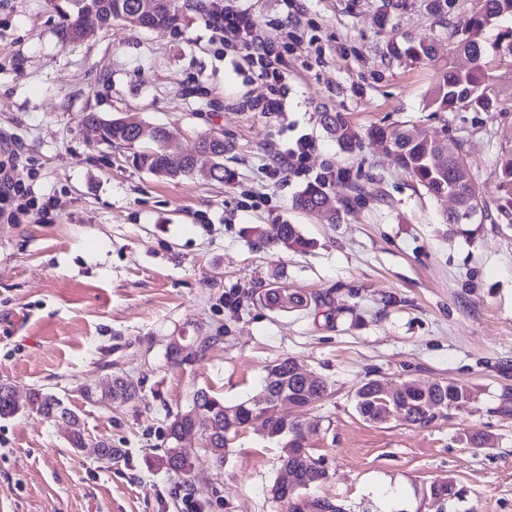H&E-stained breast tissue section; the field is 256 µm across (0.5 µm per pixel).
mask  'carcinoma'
I'll use <instances>...</instances> for the list:
<instances>
[{
	"label": "carcinoma",
	"mask_w": 512,
	"mask_h": 512,
	"mask_svg": "<svg viewBox=\"0 0 512 512\" xmlns=\"http://www.w3.org/2000/svg\"><path fill=\"white\" fill-rule=\"evenodd\" d=\"M70 10L60 11L61 31L65 40L76 42L90 28H110L115 21L138 19L143 28H170L180 21L183 6L179 0H152L151 10L143 9L145 0H69ZM494 26L497 34L492 42L484 39L486 28ZM458 38L453 52L465 56L470 66L456 65L453 57L439 64V76L433 86L427 107L436 112L481 110L509 112L512 104L501 99L494 71L503 64H512V0H474L473 11L464 30L453 31ZM392 51L414 60H436L432 43L420 41L405 49L392 46ZM330 134L344 149L351 150L359 143L358 133L338 113H325ZM85 128L96 142L110 148L129 149L131 165L164 178H191L203 181L231 183L235 174L224 166L228 145L220 135L198 144L197 153L183 151L173 135L164 127L138 117L121 113L105 119L89 112L83 119ZM371 136L386 143L397 163L414 177L427 192L446 197L451 207L443 215L449 225L475 224L468 211L480 206V218L486 217L487 205L481 188L474 182L462 144L448 140L446 135H416L404 128H373ZM497 191L512 204V146L501 151L497 163ZM294 208L305 212L320 211L328 221L336 222V199L326 190V183L315 182L293 200ZM255 244L273 251L305 252L312 242L305 238L295 224H270L254 229ZM275 282L258 294V302L275 311L305 310L318 303L316 296H303ZM300 365L291 358L275 361L266 369L264 381L270 382L269 399L258 404L243 401L226 406L207 391L193 394L188 408L171 416L167 425L169 448L165 464L169 469L187 473L192 468L189 449L184 442L191 435H200L203 447L218 464L224 463V449L232 437L246 428L258 415H264L262 427L266 437L284 448L281 468L288 474V484H279L276 495L292 502L289 512H301L296 503L300 491L318 485L328 473L322 458L305 448L306 432L314 423L298 418V413L314 406L329 391L328 381L315 376L306 380L298 374ZM384 384L376 379L363 383L355 393V408L365 420L378 423L391 418L427 425L438 414L462 410L471 400V392L462 386L444 381L421 386L403 382L392 392L383 391ZM136 388L123 378L113 376L102 385L87 387L83 396L88 401L109 400L126 404L136 398ZM28 409L54 424H64L71 447H87L85 429L79 416L64 405L56 395L42 389H32L25 405L15 399L14 387L0 382V417L15 416ZM206 419L203 430H197V416ZM466 491L453 478L434 480L422 488V500L437 506L436 512H448V505L462 502Z\"/></svg>",
	"instance_id": "cac0c4a2"
}]
</instances>
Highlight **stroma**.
<instances>
[{
    "instance_id": "1",
    "label": "stroma",
    "mask_w": 512,
    "mask_h": 512,
    "mask_svg": "<svg viewBox=\"0 0 512 512\" xmlns=\"http://www.w3.org/2000/svg\"><path fill=\"white\" fill-rule=\"evenodd\" d=\"M251 14L288 69V110L251 109L270 84L235 69L211 41L197 0L174 29L124 22L64 42L48 0H0V142L16 146V176L53 195L45 221L0 223V382L18 398L55 393L84 423L89 448H70L63 427L26 411L0 417V512H288L273 487L280 447L260 427L241 432L216 464L188 440L190 473L169 470L166 426L192 394L225 404L257 397L266 366L292 357L330 382L306 416L308 446L328 471L301 492L347 512H415L422 485L447 476L467 496L456 512H512V216L501 211L496 161L512 140V112H435L427 99L437 61L397 59L391 43L434 42L447 58L451 30L472 0L437 11L432 0H230ZM294 39H287V32ZM135 114L170 130L183 149L213 134L230 150L233 183L169 179L134 169L96 143L84 113ZM340 113L360 146L343 152L322 123ZM404 124L463 141L489 216L470 233L441 217L448 201L401 168L371 128ZM306 134L313 172L331 182L335 223L299 212L308 184L268 166L277 145ZM287 222L307 252L253 245L254 227ZM319 298L282 313L252 300L275 272ZM238 302L228 306L226 294ZM215 344L199 353L198 340ZM179 341L181 362L168 356ZM119 375L138 390L122 406L83 390ZM448 381L473 400L426 427L373 423L356 411L367 379ZM480 431L490 448H469ZM124 456L108 466L93 446Z\"/></svg>"
}]
</instances>
